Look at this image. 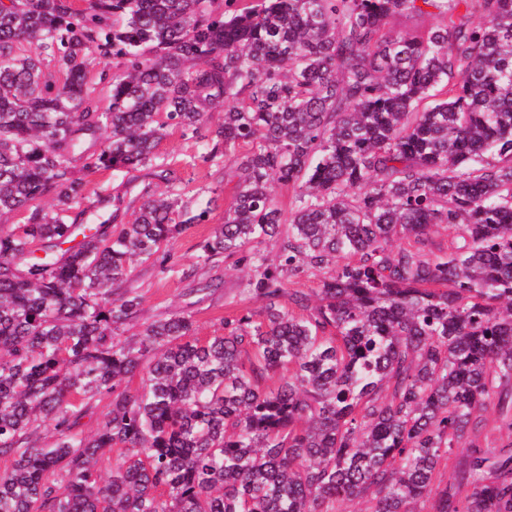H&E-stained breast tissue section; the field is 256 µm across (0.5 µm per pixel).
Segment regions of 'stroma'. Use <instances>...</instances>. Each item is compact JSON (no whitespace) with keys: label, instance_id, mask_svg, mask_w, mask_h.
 Masks as SVG:
<instances>
[{"label":"stroma","instance_id":"stroma-1","mask_svg":"<svg viewBox=\"0 0 512 512\" xmlns=\"http://www.w3.org/2000/svg\"><path fill=\"white\" fill-rule=\"evenodd\" d=\"M159 153L178 169L185 198H213L214 210L209 223L191 227L174 242L170 269L148 263L137 266L128 285L138 290L143 302L137 322L127 326L126 332L135 334L143 324L185 312L192 315L197 335L204 338L220 329L225 315L247 310L256 312L261 306L257 300L241 301L245 276L235 268L232 260H216L200 269L194 281L181 276L182 268L196 261V243L209 236L215 225L222 222L224 208L231 199L237 179L233 168L224 166L222 160L204 161L205 148L200 139L181 132L170 133L161 142ZM201 278L217 283L209 295L195 291Z\"/></svg>","mask_w":512,"mask_h":512}]
</instances>
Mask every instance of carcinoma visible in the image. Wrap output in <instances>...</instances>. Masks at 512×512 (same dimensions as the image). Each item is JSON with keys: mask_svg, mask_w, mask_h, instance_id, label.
Returning a JSON list of instances; mask_svg holds the SVG:
<instances>
[{"mask_svg": "<svg viewBox=\"0 0 512 512\" xmlns=\"http://www.w3.org/2000/svg\"><path fill=\"white\" fill-rule=\"evenodd\" d=\"M170 129L238 177L182 277L233 258L261 302L205 340L123 337V284L211 214ZM111 169L166 191L125 223L85 194ZM2 457L0 512H512V0H0ZM437 23V19L433 15L421 14V15H409V16H396L391 19L390 27L401 33H413L416 31H424Z\"/></svg>", "mask_w": 512, "mask_h": 512, "instance_id": "cac0c4a2", "label": "carcinoma"}]
</instances>
